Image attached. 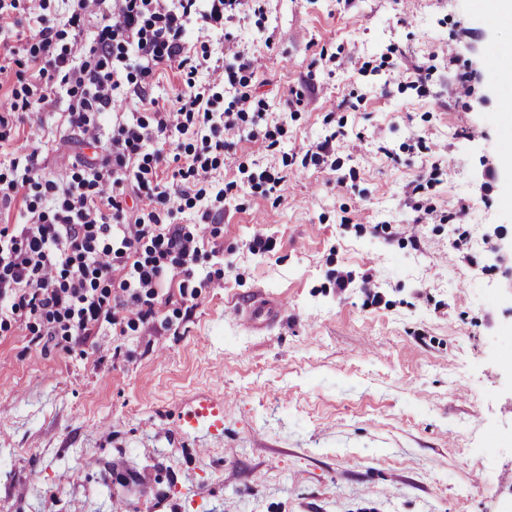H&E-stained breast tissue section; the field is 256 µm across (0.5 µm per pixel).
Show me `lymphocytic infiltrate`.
<instances>
[{
	"instance_id": "obj_1",
	"label": "lymphocytic infiltrate",
	"mask_w": 512,
	"mask_h": 512,
	"mask_svg": "<svg viewBox=\"0 0 512 512\" xmlns=\"http://www.w3.org/2000/svg\"><path fill=\"white\" fill-rule=\"evenodd\" d=\"M196 2L178 0L172 7L168 0H123L105 18L97 47L76 69L67 68L65 55L57 52L51 27L39 30L32 61L39 76L55 72L62 84L79 90L69 107V122L85 141L98 140L91 113L112 102L118 85L112 57L117 53H135L150 68L174 63L186 72L187 88L177 94L175 110L155 117L157 135L171 132L183 114L212 121L201 94L192 89L198 68L185 56L179 35L191 13L209 24L242 0H209L202 11L196 10ZM145 139L138 126L119 127L98 166L74 171L62 182H45L46 192L61 196L54 213L30 205L23 223L0 230V326L20 319L51 340L69 338L75 331L87 336L99 322L116 324L119 308L145 324L154 318L158 290L171 281L172 270L192 277L199 253L194 235L182 225L163 223L155 212L128 217L116 193ZM121 265L129 266L135 283L124 299L112 293V274Z\"/></svg>"
}]
</instances>
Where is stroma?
Here are the masks:
<instances>
[{
  "instance_id": "35a3bbf8",
  "label": "stroma",
  "mask_w": 512,
  "mask_h": 512,
  "mask_svg": "<svg viewBox=\"0 0 512 512\" xmlns=\"http://www.w3.org/2000/svg\"><path fill=\"white\" fill-rule=\"evenodd\" d=\"M111 10L1 9L0 104L31 88L42 20L77 66ZM504 35L476 0L190 17L194 90L234 128L147 142L162 158L125 201L198 236L191 285L83 341L0 329V512H512V171L487 52ZM117 70L98 144L63 88L0 129V181L25 184L0 228L51 211L39 183L119 126L155 130L185 88L174 66ZM197 158L207 179L157 206ZM263 299L285 307L257 328L243 312Z\"/></svg>"
}]
</instances>
